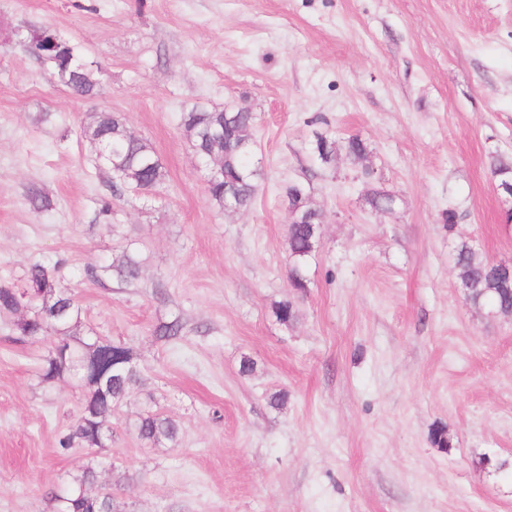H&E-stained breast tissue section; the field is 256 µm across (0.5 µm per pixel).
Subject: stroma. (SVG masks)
Listing matches in <instances>:
<instances>
[{
  "label": "stroma",
  "instance_id": "stroma-1",
  "mask_svg": "<svg viewBox=\"0 0 512 512\" xmlns=\"http://www.w3.org/2000/svg\"><path fill=\"white\" fill-rule=\"evenodd\" d=\"M23 26L78 43L104 71L98 94L58 85L13 40ZM240 105L262 177L227 213L181 115ZM98 112L121 113L166 172L113 199L107 224L109 176L84 135ZM326 132L363 139L374 179L342 155L319 167ZM497 154H512V0H0V282L57 265L85 326L144 376L102 447L60 452L82 393L40 383L52 340L20 342L1 314L0 512H53L46 490L90 461L114 512H512L497 468L512 463V317L466 301L454 265L463 238L512 262ZM296 182L324 224L286 325L273 308L290 298ZM32 185L52 210L29 209ZM375 185L394 210L370 207ZM128 247L137 283L87 279ZM177 317L182 339L156 340ZM148 410L177 421L176 443L138 438Z\"/></svg>",
  "mask_w": 512,
  "mask_h": 512
}]
</instances>
